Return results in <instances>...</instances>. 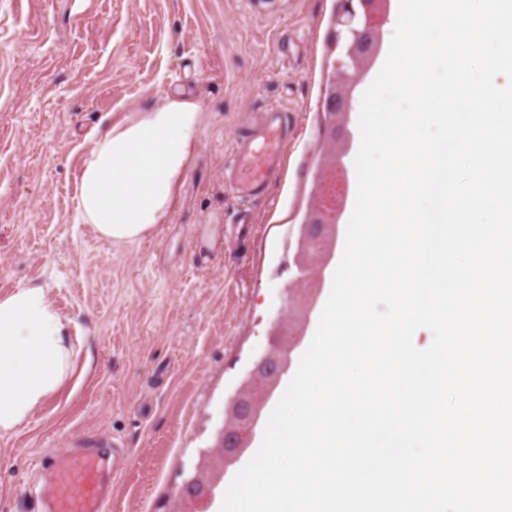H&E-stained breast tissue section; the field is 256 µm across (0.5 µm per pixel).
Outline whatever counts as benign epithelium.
I'll list each match as a JSON object with an SVG mask.
<instances>
[{"label":"benign epithelium","mask_w":512,"mask_h":512,"mask_svg":"<svg viewBox=\"0 0 512 512\" xmlns=\"http://www.w3.org/2000/svg\"><path fill=\"white\" fill-rule=\"evenodd\" d=\"M388 2L340 0L334 41V50L338 54L334 66L336 72L322 101L325 129L336 140L334 161L322 167L325 175L331 171L343 173V158L350 148L348 124L354 93L381 51ZM344 194L345 186L335 188L327 179H321L313 193L308 215L301 224L300 249L295 258L297 284L289 300L297 304L304 326L311 320L319 296L316 289L322 287V271L333 254V249H323V230L330 228L332 238H337L342 212L337 201ZM300 342L299 337L288 340L280 336L277 329L269 336L267 349L225 406L224 422L216 432L213 445L203 454L195 473L180 486L169 512H186V505L191 502L204 508L210 506L228 467L239 460L255 436L263 406L275 390L272 386L255 399L250 395L248 385L269 368L275 379L281 380L287 374L292 352Z\"/></svg>","instance_id":"benign-epithelium-1"}]
</instances>
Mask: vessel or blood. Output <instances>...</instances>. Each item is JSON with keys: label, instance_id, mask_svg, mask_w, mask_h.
<instances>
[{"label": "vessel or blood", "instance_id": "vessel-or-blood-1", "mask_svg": "<svg viewBox=\"0 0 512 512\" xmlns=\"http://www.w3.org/2000/svg\"><path fill=\"white\" fill-rule=\"evenodd\" d=\"M286 139L279 110L267 109L261 126L237 145L233 182L238 193L253 199L265 195L278 176ZM44 466L53 473L51 512H110L111 493L96 451L82 448L77 459L52 457Z\"/></svg>", "mask_w": 512, "mask_h": 512}]
</instances>
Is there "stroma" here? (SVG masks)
I'll return each instance as SVG.
<instances>
[{
    "label": "stroma",
    "instance_id": "stroma-1",
    "mask_svg": "<svg viewBox=\"0 0 512 512\" xmlns=\"http://www.w3.org/2000/svg\"><path fill=\"white\" fill-rule=\"evenodd\" d=\"M338 0H0V294L37 281L76 324L73 374L0 437V512H42V457L112 448V512H167L227 400L288 317L319 162ZM189 90L203 113L168 224L125 246L77 223L92 134ZM283 172L225 182L258 113Z\"/></svg>",
    "mask_w": 512,
    "mask_h": 512
}]
</instances>
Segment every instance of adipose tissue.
Returning <instances> with one entry per match:
<instances>
[{"mask_svg":"<svg viewBox=\"0 0 512 512\" xmlns=\"http://www.w3.org/2000/svg\"><path fill=\"white\" fill-rule=\"evenodd\" d=\"M201 118L197 102L175 97L99 133L79 174L78 221L115 245L155 234L172 212ZM72 328L43 285L0 296V435L26 426L68 381Z\"/></svg>","mask_w":512,"mask_h":512,"instance_id":"obj_1","label":"adipose tissue"}]
</instances>
